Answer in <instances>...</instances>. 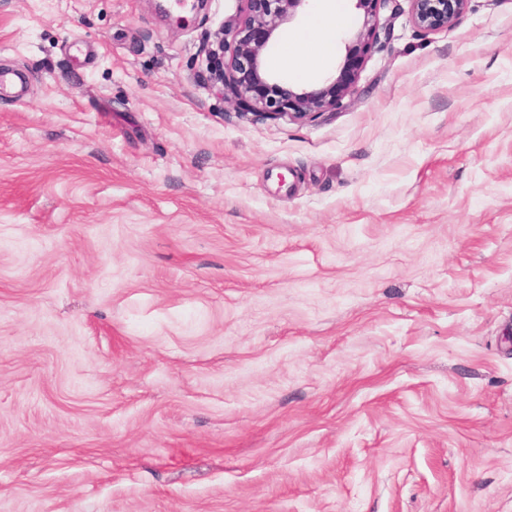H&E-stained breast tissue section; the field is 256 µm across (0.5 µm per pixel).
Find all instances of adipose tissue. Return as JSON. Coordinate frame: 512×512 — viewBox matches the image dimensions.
<instances>
[{
  "mask_svg": "<svg viewBox=\"0 0 512 512\" xmlns=\"http://www.w3.org/2000/svg\"><path fill=\"white\" fill-rule=\"evenodd\" d=\"M345 22L346 18L336 0H328L315 22L317 35L304 45L301 53H294L287 48L276 54L272 61L273 66L292 67L307 74L318 70L335 51L334 43L326 36L327 31L341 27Z\"/></svg>",
  "mask_w": 512,
  "mask_h": 512,
  "instance_id": "ef3b65f1",
  "label": "adipose tissue"
}]
</instances>
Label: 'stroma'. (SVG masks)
I'll return each mask as SVG.
<instances>
[{"instance_id": "stroma-1", "label": "stroma", "mask_w": 512, "mask_h": 512, "mask_svg": "<svg viewBox=\"0 0 512 512\" xmlns=\"http://www.w3.org/2000/svg\"><path fill=\"white\" fill-rule=\"evenodd\" d=\"M165 2L0 0V512H512V0L304 121Z\"/></svg>"}]
</instances>
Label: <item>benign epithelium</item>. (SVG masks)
Returning <instances> with one entry per match:
<instances>
[{
    "mask_svg": "<svg viewBox=\"0 0 512 512\" xmlns=\"http://www.w3.org/2000/svg\"><path fill=\"white\" fill-rule=\"evenodd\" d=\"M241 15L224 21L220 48L230 52L220 61L215 76L224 87V98L244 112L259 111L272 118L291 116L302 120L343 107L354 94L362 54L377 44L375 29L382 0H352L361 23L346 41V56L338 73L314 90H290L286 97L261 96L259 87L278 86V77L265 66L266 54L275 46L283 25L304 9L309 0H244ZM414 24L425 32L450 25L464 12L469 0H410Z\"/></svg>",
    "mask_w": 512,
    "mask_h": 512,
    "instance_id": "1",
    "label": "benign epithelium"
}]
</instances>
